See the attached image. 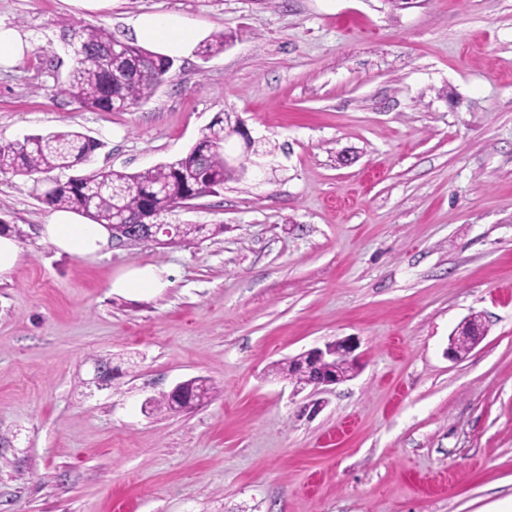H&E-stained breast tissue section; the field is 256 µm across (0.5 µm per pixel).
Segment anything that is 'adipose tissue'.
I'll list each match as a JSON object with an SVG mask.
<instances>
[{
    "mask_svg": "<svg viewBox=\"0 0 512 512\" xmlns=\"http://www.w3.org/2000/svg\"><path fill=\"white\" fill-rule=\"evenodd\" d=\"M128 24L132 44L162 57L189 56L205 37L204 30L180 12L145 11L130 18ZM41 234L44 242L58 250L84 258L97 257L111 245L105 227L83 223L70 210L52 212ZM164 274V269L153 265L134 266L116 275L110 287L131 295L151 294L167 287Z\"/></svg>",
    "mask_w": 512,
    "mask_h": 512,
    "instance_id": "obj_1",
    "label": "adipose tissue"
}]
</instances>
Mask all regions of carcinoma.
<instances>
[{
	"instance_id": "cac0c4a2",
	"label": "carcinoma",
	"mask_w": 512,
	"mask_h": 512,
	"mask_svg": "<svg viewBox=\"0 0 512 512\" xmlns=\"http://www.w3.org/2000/svg\"><path fill=\"white\" fill-rule=\"evenodd\" d=\"M228 37L219 32L198 48L201 59L222 52ZM73 64L59 83V93L83 107L126 110L150 100L166 80L174 60L115 39L102 26L76 23L70 42ZM224 118H216L182 157L143 172L99 169L63 180L56 173L74 171L102 143L75 130L30 135L0 143V173L27 176L32 192L55 209L84 214L92 223L112 227V186L126 189L127 214L147 222H163L179 204L224 188L241 176L244 163L228 164ZM204 224H176L173 238L191 244Z\"/></svg>"
}]
</instances>
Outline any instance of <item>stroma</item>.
I'll list each match as a JSON object with an SVG mask.
<instances>
[{"label": "stroma", "mask_w": 512, "mask_h": 512, "mask_svg": "<svg viewBox=\"0 0 512 512\" xmlns=\"http://www.w3.org/2000/svg\"><path fill=\"white\" fill-rule=\"evenodd\" d=\"M143 11L231 35L176 59L145 104L58 92L76 22ZM31 44L0 69V142L77 130L95 169L185 155L217 116L276 147L256 177L176 208L192 245L57 253L52 209L0 174L22 261L0 282V512H479L512 495V0H0ZM158 295L111 292L134 265ZM480 316L459 359L449 338ZM347 336L350 380L273 364ZM110 371L99 380V367ZM214 393L172 414L175 384Z\"/></svg>", "instance_id": "35a3bbf8"}]
</instances>
